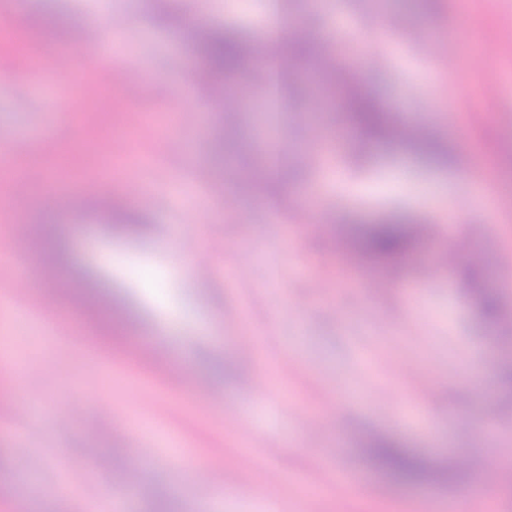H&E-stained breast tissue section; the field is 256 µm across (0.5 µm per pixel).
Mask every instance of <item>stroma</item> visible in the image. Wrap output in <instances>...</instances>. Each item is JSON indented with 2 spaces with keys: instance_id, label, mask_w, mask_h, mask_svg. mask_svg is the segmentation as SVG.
Masks as SVG:
<instances>
[{
  "instance_id": "1",
  "label": "stroma",
  "mask_w": 512,
  "mask_h": 512,
  "mask_svg": "<svg viewBox=\"0 0 512 512\" xmlns=\"http://www.w3.org/2000/svg\"><path fill=\"white\" fill-rule=\"evenodd\" d=\"M0 0V31L36 57L38 70L14 71L0 47V165L24 167L21 201L0 195V225L27 242L51 226L65 262L27 269L36 290L53 292L61 325L46 326L23 303L0 312V512H150L149 499L121 491L117 469L178 512H512V397L500 383L512 344L468 301L456 274L435 273L450 232L466 235L496 267L493 288L512 320V0H287L285 26L300 24L319 56L338 43L370 52L358 74L396 121L420 119L444 146L428 163L401 149L359 154L341 122L314 139L312 100L284 96L276 111L261 98L234 112L208 110L193 79L194 44L156 20L155 0ZM185 15L258 30L266 0H180ZM116 65L144 74L136 90L109 85L82 96L79 75L93 74L98 52L75 66L50 56L61 28L81 29L99 15ZM391 20L380 26L381 17ZM462 35L451 69L430 64L421 39ZM231 122L241 147L220 161L213 138ZM126 148L113 156L112 139ZM27 140L16 153V138ZM286 150L274 196L240 189L271 141ZM115 158L97 191L81 185L100 161ZM492 177L498 212L476 207L455 227L428 200L442 180L466 186ZM67 186L65 210L47 204ZM239 205L224 211L225 195ZM120 206L148 223L141 235L111 229ZM397 211L421 221L422 240L390 288H373L353 252L334 241L351 226ZM224 241L207 276H189L178 254ZM80 331L82 345L69 342ZM250 337V372L267 380L253 398L240 369L238 339ZM111 364H103L104 353ZM392 391L397 409L378 404ZM107 400L117 413H91L59 426L63 403ZM23 415L12 419L14 404ZM241 410L245 428L228 417ZM320 416L307 436L296 409ZM494 423L489 447H474L470 425ZM389 436L431 459L466 455L464 484L394 480L370 466L365 449ZM189 445L215 482L237 472L248 492L211 500L176 448ZM280 453L264 460L265 445ZM96 456H88L87 448ZM39 460L22 467L19 454ZM497 462L494 481L486 462ZM279 477L275 500L255 486ZM349 487L336 492L338 481ZM65 488L62 496L45 486Z\"/></svg>"
}]
</instances>
